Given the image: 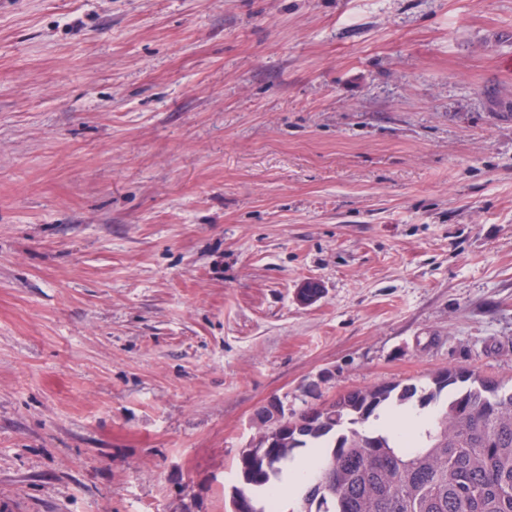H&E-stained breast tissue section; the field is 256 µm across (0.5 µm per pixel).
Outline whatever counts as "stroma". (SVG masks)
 I'll return each mask as SVG.
<instances>
[{
  "mask_svg": "<svg viewBox=\"0 0 512 512\" xmlns=\"http://www.w3.org/2000/svg\"><path fill=\"white\" fill-rule=\"evenodd\" d=\"M512 380V0H0V512H231L256 410Z\"/></svg>",
  "mask_w": 512,
  "mask_h": 512,
  "instance_id": "35a3bbf8",
  "label": "stroma"
}]
</instances>
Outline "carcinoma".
<instances>
[{"mask_svg": "<svg viewBox=\"0 0 512 512\" xmlns=\"http://www.w3.org/2000/svg\"><path fill=\"white\" fill-rule=\"evenodd\" d=\"M441 404L420 441L401 448L386 433L362 429L376 411L412 402ZM261 407L257 420L272 442L265 454L241 451L242 486L232 503L280 512L283 466L299 448L320 449L300 512H512V386L446 369L431 385L381 383L288 417Z\"/></svg>", "mask_w": 512, "mask_h": 512, "instance_id": "1", "label": "carcinoma"}]
</instances>
